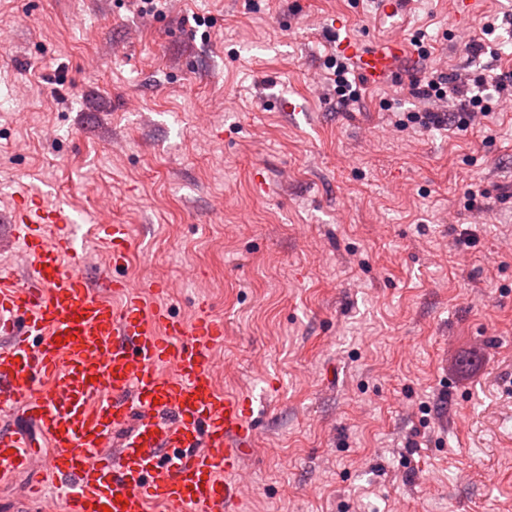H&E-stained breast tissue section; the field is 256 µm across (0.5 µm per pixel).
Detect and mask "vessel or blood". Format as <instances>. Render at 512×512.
<instances>
[{"label":"vessel or blood","instance_id":"1","mask_svg":"<svg viewBox=\"0 0 512 512\" xmlns=\"http://www.w3.org/2000/svg\"><path fill=\"white\" fill-rule=\"evenodd\" d=\"M336 49L373 85L407 56L398 37L367 45L348 34ZM8 218L26 275L0 272V409H20L35 430L0 433V479L30 469L39 444L52 450L15 512H31L43 483L61 488L64 512H235L258 432L252 399L212 375L223 319L206 301L193 320L175 318L118 277L128 225L107 227L100 292L80 268L68 205L22 195Z\"/></svg>","mask_w":512,"mask_h":512}]
</instances>
